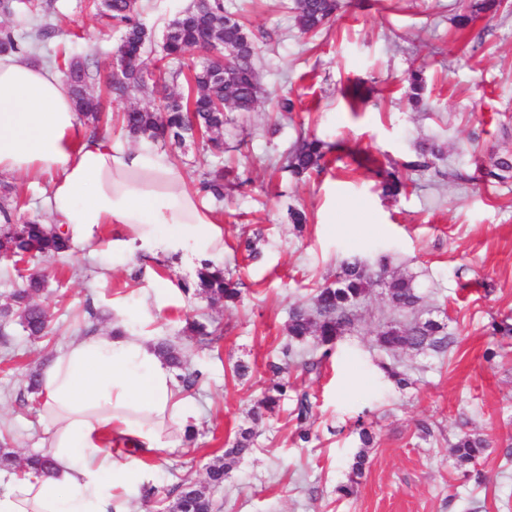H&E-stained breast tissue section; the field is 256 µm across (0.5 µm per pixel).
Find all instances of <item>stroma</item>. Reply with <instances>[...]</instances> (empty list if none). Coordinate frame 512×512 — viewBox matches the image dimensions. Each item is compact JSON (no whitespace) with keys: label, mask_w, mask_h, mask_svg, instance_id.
<instances>
[{"label":"stroma","mask_w":512,"mask_h":512,"mask_svg":"<svg viewBox=\"0 0 512 512\" xmlns=\"http://www.w3.org/2000/svg\"><path fill=\"white\" fill-rule=\"evenodd\" d=\"M86 3L57 0L51 21L75 34V57L108 61L120 34ZM224 4L257 36L261 85L255 110L231 113L224 125V163L248 182L224 181L215 227L224 249L213 259L231 270L239 300L213 302L195 291L201 254L161 253L144 273L110 246L107 232L96 253L75 246L32 260L30 269L50 274L37 297L50 332L35 340L0 319V444L21 459L41 451L45 428L29 374L81 331L107 329L120 307L131 335L171 345L201 374L188 392L192 438L173 434L169 448L148 454L113 448L116 462L143 463L148 494L129 499L130 512H165L169 490L202 484L247 427L254 446L214 491V512H512V336L494 332L495 323L512 324V178H476L492 156L512 153V0L463 28V0H342L315 34L301 33L293 0ZM415 68L424 78L416 108L406 81ZM278 96L292 98L294 111L278 112ZM303 132L343 149L299 180L283 162ZM424 142L441 156L430 169L408 168ZM364 155L401 168L406 189L383 195L380 176L359 162ZM48 184L0 176V196L25 199L17 219L46 223ZM296 210L305 223H293ZM254 235L259 254L250 259L237 245ZM383 255L414 277L420 316L447 321L448 353L382 349L375 337L396 313L374 287L332 352L308 339L318 367L293 366L287 396L252 421L278 380L269 366L284 360L290 306L311 304L341 261L357 257L374 269ZM193 319L220 335L188 334ZM240 361L249 367L243 378L234 373ZM383 362L409 385L385 378ZM302 393L314 414L305 441L294 413ZM360 422L374 439L356 477ZM464 431L489 443L470 469L451 453Z\"/></svg>","instance_id":"stroma-1"}]
</instances>
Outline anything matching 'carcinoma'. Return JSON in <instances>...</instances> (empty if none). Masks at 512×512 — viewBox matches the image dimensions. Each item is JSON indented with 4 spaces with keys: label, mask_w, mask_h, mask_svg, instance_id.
I'll list each match as a JSON object with an SVG mask.
<instances>
[{
    "label": "carcinoma",
    "mask_w": 512,
    "mask_h": 512,
    "mask_svg": "<svg viewBox=\"0 0 512 512\" xmlns=\"http://www.w3.org/2000/svg\"><path fill=\"white\" fill-rule=\"evenodd\" d=\"M53 0H13L3 5V13L17 17L16 28H0V54L30 53L47 46L61 36L47 22V7ZM500 0H469L467 13L458 16L459 24L467 26L481 13H493ZM95 15L112 20L123 29L113 61L119 65L120 77L107 79L112 95L123 98L153 95L163 88L159 103L154 106H131L117 115L126 134L135 139L169 141L178 149L191 142L202 143L208 163L197 183L199 192L224 202V113L251 112L259 101L261 86L254 65L256 35L233 13L224 9V0H194L166 26L162 42L163 58L179 63L176 69L161 70L151 58L152 35L141 22V0H92ZM340 9L339 0H294V10L302 32L319 31ZM58 68L71 89L75 107L92 131L102 119L103 102L94 95L101 81L102 63L98 60H74L61 52ZM332 149L316 137L301 138L286 157V168L295 176L321 169L326 150ZM512 175V154L492 159L487 175L498 180ZM406 187L396 167L385 170L383 194L394 196ZM21 207L16 198L8 204L0 202V252L13 266L27 263L34 257H51L71 247L70 237L53 224L36 221L18 222L15 212ZM375 274L359 259L341 262L334 280L318 288L311 307L298 304L289 311L288 343L283 349L286 362L303 357L302 345L310 336L323 346H333L336 339L350 330L357 309L364 303L371 288H384L392 308L401 313H416L422 297L413 277L388 274L389 258L379 261ZM197 285L212 298L234 301L239 291L224 275V268L204 261L197 269ZM43 274L27 276V287L12 294V304L0 309V316H17L19 325L33 338L48 334V319L35 297L45 288ZM377 342L388 351L409 349L443 354L452 345L448 325L432 318H413L407 324L391 323L378 334ZM288 383L277 382L264 392L257 409L274 411L286 395ZM254 433L238 432L232 447L224 451L229 462L214 465L207 472V485L178 486L173 508L175 512H214L211 490L224 485L228 469L251 451ZM487 441L475 434H463L453 444L459 463H473L486 451ZM27 471L47 473L53 460L47 454L27 458Z\"/></svg>",
    "instance_id": "1"
}]
</instances>
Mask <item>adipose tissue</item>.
Masks as SVG:
<instances>
[{"label":"adipose tissue","instance_id":"adipose-tissue-1","mask_svg":"<svg viewBox=\"0 0 512 512\" xmlns=\"http://www.w3.org/2000/svg\"><path fill=\"white\" fill-rule=\"evenodd\" d=\"M0 175L48 177V210L75 242L91 244L108 226L133 258L223 246L214 212L165 154L88 133L63 75L17 54L0 55ZM125 315L116 309L110 329L75 337L42 372L37 403L54 467L0 471V512H128L143 474L115 462L112 442L161 449L192 419L174 370L148 337L128 335Z\"/></svg>","mask_w":512,"mask_h":512}]
</instances>
